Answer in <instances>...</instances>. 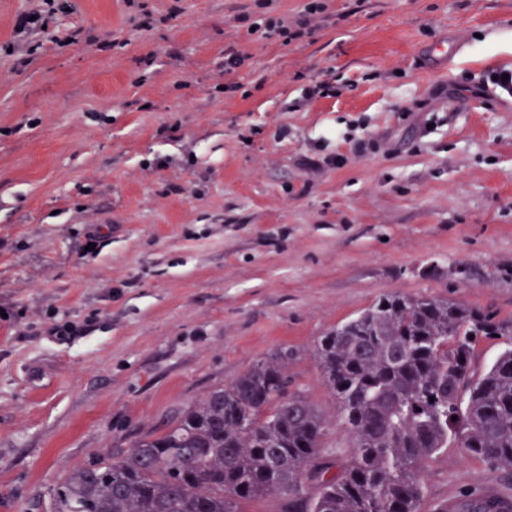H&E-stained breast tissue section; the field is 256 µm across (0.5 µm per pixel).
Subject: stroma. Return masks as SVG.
Segmentation results:
<instances>
[{"label":"stroma","mask_w":512,"mask_h":512,"mask_svg":"<svg viewBox=\"0 0 512 512\" xmlns=\"http://www.w3.org/2000/svg\"><path fill=\"white\" fill-rule=\"evenodd\" d=\"M325 2L285 44L257 0H70L0 50V512L282 347L337 412L314 344L383 293L512 317V0ZM423 475V512L512 494L452 445ZM37 2H40L38 8L31 10V12L23 16L18 23L16 40L5 46V51L8 54L22 53L25 56L22 59L24 63L35 54L39 47L36 35L45 30L42 29V26L46 25L47 29L55 14L62 8L59 3H56L59 2L58 0H37ZM32 15H35L36 19L29 21ZM9 47H12V52H8ZM325 9L324 0H308L295 25L286 24L283 19L266 16L265 13L252 16V18L247 16L245 20L250 21L252 19L248 27L250 33L254 34L261 31L265 36L275 35L283 43L289 44L300 38L304 33H309L312 30L313 23L322 17ZM252 27H255V30H252Z\"/></svg>","instance_id":"35a3bbf8"}]
</instances>
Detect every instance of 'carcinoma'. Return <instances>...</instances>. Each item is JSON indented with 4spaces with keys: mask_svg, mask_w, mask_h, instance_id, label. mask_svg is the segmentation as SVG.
<instances>
[{
    "mask_svg": "<svg viewBox=\"0 0 512 512\" xmlns=\"http://www.w3.org/2000/svg\"><path fill=\"white\" fill-rule=\"evenodd\" d=\"M494 334L508 344L478 374L477 347ZM314 355L352 435L345 463L323 450L330 420L294 385L285 348L161 433L72 472L51 512H240L269 494L286 512H422L423 462L450 444L512 472L511 317L388 292L322 336ZM457 512L501 510L482 494Z\"/></svg>",
    "mask_w": 512,
    "mask_h": 512,
    "instance_id": "cac0c4a2",
    "label": "carcinoma"
}]
</instances>
